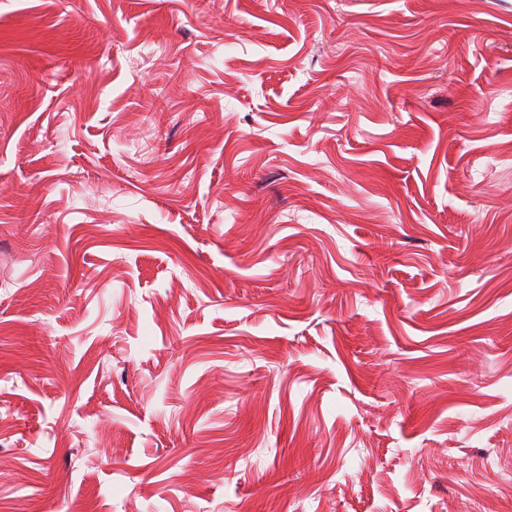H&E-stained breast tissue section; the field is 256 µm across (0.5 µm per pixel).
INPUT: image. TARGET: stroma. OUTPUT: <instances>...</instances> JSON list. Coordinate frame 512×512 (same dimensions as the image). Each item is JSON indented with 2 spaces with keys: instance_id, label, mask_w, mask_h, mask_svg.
Returning <instances> with one entry per match:
<instances>
[{
  "instance_id": "stroma-1",
  "label": "stroma",
  "mask_w": 512,
  "mask_h": 512,
  "mask_svg": "<svg viewBox=\"0 0 512 512\" xmlns=\"http://www.w3.org/2000/svg\"><path fill=\"white\" fill-rule=\"evenodd\" d=\"M0 512H512V0H0Z\"/></svg>"
}]
</instances>
